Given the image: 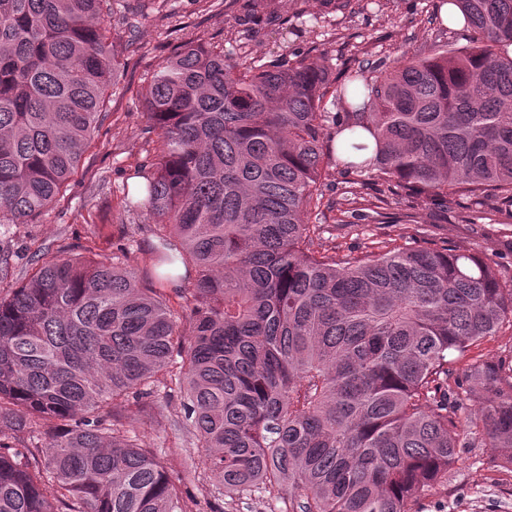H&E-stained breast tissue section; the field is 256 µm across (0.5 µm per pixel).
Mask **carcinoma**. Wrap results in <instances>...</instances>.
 <instances>
[{
	"label": "carcinoma",
	"instance_id": "obj_1",
	"mask_svg": "<svg viewBox=\"0 0 512 512\" xmlns=\"http://www.w3.org/2000/svg\"><path fill=\"white\" fill-rule=\"evenodd\" d=\"M442 2L469 46L336 77L309 52L231 64L186 42L151 75L163 147L121 206L158 224L160 284L43 253L0 295V512H191L123 423L166 378L229 497L411 512L476 440L512 469V365L453 368L512 326L495 261L386 241L338 258L320 223L333 157L361 189L374 171L438 208L490 192L512 217V0ZM104 4L0 0L1 224L56 200L102 118L120 67ZM461 401L480 406L464 430Z\"/></svg>",
	"mask_w": 512,
	"mask_h": 512
}]
</instances>
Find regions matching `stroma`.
I'll list each match as a JSON object with an SVG mask.
<instances>
[{
    "label": "stroma",
    "instance_id": "obj_1",
    "mask_svg": "<svg viewBox=\"0 0 512 512\" xmlns=\"http://www.w3.org/2000/svg\"><path fill=\"white\" fill-rule=\"evenodd\" d=\"M440 0H353L347 12L321 13L319 0H273V17L246 26L226 20L221 0H112L104 18L109 42L121 52L116 84L108 92L107 116L89 139L67 187L39 217L25 224L0 226V253L8 257V292L28 276L35 254L67 252L90 259L119 254L124 268L148 272L149 248L156 241L154 219L120 206L123 190L133 189L150 170L160 140L144 112L145 77L183 41L222 46L232 57L259 63L288 60L296 51L323 56L332 70L358 61H393L433 47H462L473 32L433 21ZM305 10L321 13L316 31L283 30L281 21ZM387 210L415 212L416 223L382 224L376 217L358 225H336L329 244L337 256H358L371 241L403 235L446 240L459 250L491 257L503 282L512 284V218L487 201L485 219L471 222L468 202L434 211L408 207L388 196ZM181 393L158 385L127 423L140 442L154 448L182 478L193 512H288V496L271 493L236 500L219 495L205 477L202 454L192 448L182 424ZM412 512H512V472L500 468L495 449L486 444L461 449L448 470L447 483L426 492Z\"/></svg>",
    "mask_w": 512,
    "mask_h": 512
}]
</instances>
